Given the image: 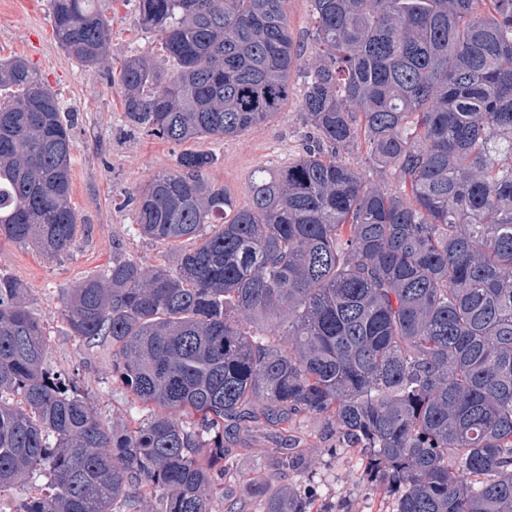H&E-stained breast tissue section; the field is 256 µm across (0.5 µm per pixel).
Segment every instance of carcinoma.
Returning a JSON list of instances; mask_svg holds the SVG:
<instances>
[{"label":"carcinoma","instance_id":"1","mask_svg":"<svg viewBox=\"0 0 512 512\" xmlns=\"http://www.w3.org/2000/svg\"><path fill=\"white\" fill-rule=\"evenodd\" d=\"M287 0H138L171 68L119 69L127 117L174 145L233 138L288 99L313 145L258 169L239 207L184 150L128 198L137 233L176 264L112 266L69 289L74 335L112 342V372L150 414L102 421L47 367L27 291L0 275V492L37 470L19 512H243L221 484L226 442L263 419L281 461L323 424L366 459L392 512H512V0H310L316 62ZM100 0H52L60 46L105 63ZM0 235L69 250L73 141L27 60L0 61ZM362 146L381 179L339 157ZM189 246H183V243ZM257 512H336L317 492L252 479Z\"/></svg>","mask_w":512,"mask_h":512}]
</instances>
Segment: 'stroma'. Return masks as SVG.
<instances>
[{"label": "stroma", "instance_id": "1", "mask_svg": "<svg viewBox=\"0 0 512 512\" xmlns=\"http://www.w3.org/2000/svg\"><path fill=\"white\" fill-rule=\"evenodd\" d=\"M112 41L109 62L84 68L66 55L52 31L51 0H0V59H28L37 78L55 91L73 122L71 204L79 223L70 250L45 259L33 246L0 236V273L27 290L29 303L47 331L48 366L69 375L87 393L101 418L109 424L144 416L129 393L112 375V344L88 346L75 336L64 315L68 288L102 273L113 259L131 258L143 267L175 264L176 248L139 237L129 195L160 172L177 167L180 146L148 135L123 112L118 84L121 62L134 54L158 53L155 32L141 25L135 0H112ZM305 88L303 71H292L288 99L281 111L244 134L198 142L217 161L210 180L229 190L238 206L250 202V181L261 167L281 168L302 154L307 128L300 110ZM299 434L306 458L304 470L284 472L267 441L256 438L234 443L239 496L249 498L248 480L255 471L287 477L294 485H318L338 512H387L382 491L369 484L358 456L343 451L329 456L316 419H302Z\"/></svg>", "mask_w": 512, "mask_h": 512}]
</instances>
